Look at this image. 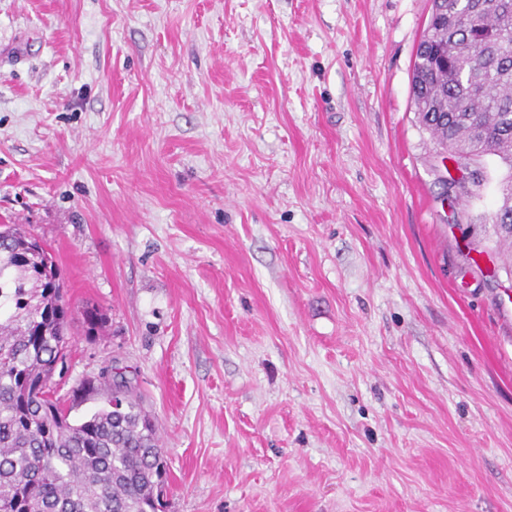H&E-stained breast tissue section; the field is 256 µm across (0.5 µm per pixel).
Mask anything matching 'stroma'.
Here are the masks:
<instances>
[{
    "label": "stroma",
    "instance_id": "1",
    "mask_svg": "<svg viewBox=\"0 0 512 512\" xmlns=\"http://www.w3.org/2000/svg\"><path fill=\"white\" fill-rule=\"evenodd\" d=\"M431 11L0 0V224L77 314L59 396L135 370L164 512H512L507 170L438 180Z\"/></svg>",
    "mask_w": 512,
    "mask_h": 512
}]
</instances>
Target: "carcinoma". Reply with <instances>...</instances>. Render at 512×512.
<instances>
[{
	"label": "carcinoma",
	"mask_w": 512,
	"mask_h": 512,
	"mask_svg": "<svg viewBox=\"0 0 512 512\" xmlns=\"http://www.w3.org/2000/svg\"><path fill=\"white\" fill-rule=\"evenodd\" d=\"M413 64L423 128L460 168L487 156L512 171V0H442ZM512 175L499 240L512 238ZM86 333L103 314L81 312ZM72 310L55 263L21 224L0 229V512H159L167 460L133 381L105 370L57 397ZM103 394L79 421L72 410Z\"/></svg>",
	"instance_id": "cac0c4a2"
}]
</instances>
